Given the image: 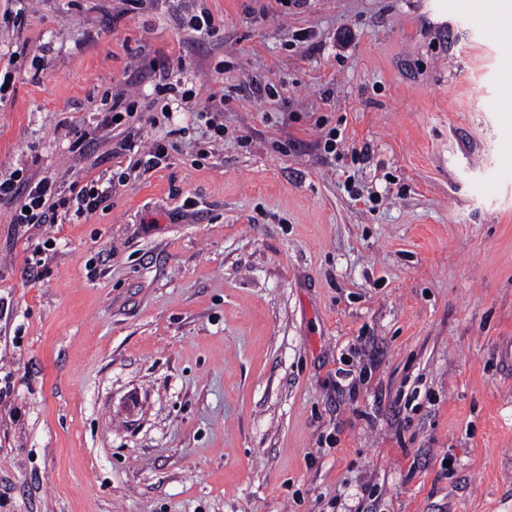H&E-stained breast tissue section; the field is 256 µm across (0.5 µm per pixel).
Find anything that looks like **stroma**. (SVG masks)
Instances as JSON below:
<instances>
[{
	"instance_id": "obj_1",
	"label": "stroma",
	"mask_w": 512,
	"mask_h": 512,
	"mask_svg": "<svg viewBox=\"0 0 512 512\" xmlns=\"http://www.w3.org/2000/svg\"><path fill=\"white\" fill-rule=\"evenodd\" d=\"M501 24L0 0V176L109 191L59 224L0 203V512H512Z\"/></svg>"
}]
</instances>
